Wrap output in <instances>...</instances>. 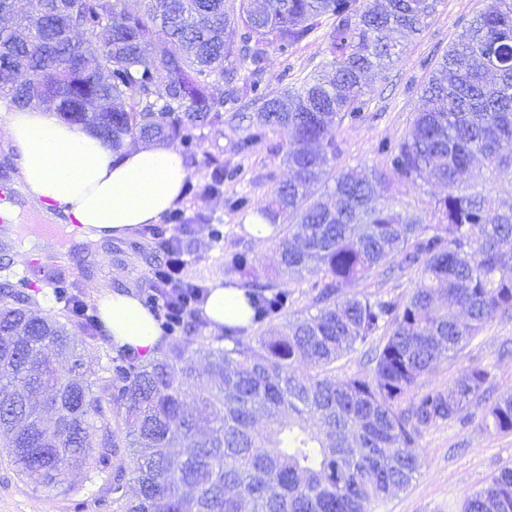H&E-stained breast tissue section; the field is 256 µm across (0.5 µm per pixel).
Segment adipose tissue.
<instances>
[{"mask_svg": "<svg viewBox=\"0 0 512 512\" xmlns=\"http://www.w3.org/2000/svg\"><path fill=\"white\" fill-rule=\"evenodd\" d=\"M0 129L18 153L29 194L44 209H59L89 239L124 237L159 223L182 198L190 176L179 148L146 144L114 154L89 127L31 105L9 112ZM101 320L115 348L143 359L165 340L152 313L131 290L106 294ZM208 329L247 326L252 314L242 289L215 282L202 306Z\"/></svg>", "mask_w": 512, "mask_h": 512, "instance_id": "adipose-tissue-1", "label": "adipose tissue"}]
</instances>
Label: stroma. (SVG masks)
<instances>
[{
	"label": "stroma",
	"instance_id": "obj_1",
	"mask_svg": "<svg viewBox=\"0 0 512 512\" xmlns=\"http://www.w3.org/2000/svg\"><path fill=\"white\" fill-rule=\"evenodd\" d=\"M488 0H438L428 27L416 37L404 40L399 61L380 76L366 79V108L361 119L344 120L338 128L342 153L338 165L363 174L386 170L389 162L378 147L404 137L418 110L420 88L440 56L486 7ZM330 19H323L309 38L293 45L288 53L270 50L264 77L268 92L277 94L300 85L324 68L330 55L324 51ZM283 138L268 135L266 143L242 155L233 149L231 135L206 132L202 151L220 156L225 165L238 169L235 181L225 182V197L249 196L254 203L268 200L277 184L290 173L276 151ZM184 197L177 205L186 216L204 215L224 232L221 241L206 234L187 241L189 255L184 276L203 286L215 281L233 283L225 266L230 251L245 246L259 271L273 272L278 253L271 240L258 238L246 228V219L225 206L223 199L201 194L211 177L203 160L190 164ZM11 189L7 204L10 219L0 221V279L27 281L39 312L61 318L63 305L55 297L58 281H65L89 307L112 291L134 289L139 296L149 291L151 268L158 257L149 228L135 230L127 237L98 241L79 240L77 231L67 228L63 214H44L30 198L17 168L0 178V188ZM77 350L85 367L93 373L96 387H103L112 365V343L108 336L90 339L80 336ZM490 372L489 392H512V318L491 321L467 345L451 353L417 384L447 388L473 365ZM483 404L473 405L467 424L439 423L426 429L418 444L422 466L412 483L380 503L375 512H460L463 501L484 488L502 468L512 465V433L495 434L483 424ZM109 474L88 466L69 471L65 485L46 488L26 479L0 454V512H108L101 499L109 495Z\"/></svg>",
	"mask_w": 512,
	"mask_h": 512
}]
</instances>
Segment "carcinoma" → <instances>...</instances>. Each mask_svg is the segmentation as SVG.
Listing matches in <instances>:
<instances>
[{
  "mask_svg": "<svg viewBox=\"0 0 512 512\" xmlns=\"http://www.w3.org/2000/svg\"><path fill=\"white\" fill-rule=\"evenodd\" d=\"M436 2L143 0L131 13L124 0H29L15 27L0 28V102L9 108L29 105L33 91L114 151L178 143L193 161L196 130L221 132L224 113L255 105L236 150L279 130L291 171L263 206L226 200L271 227L279 255L271 276L246 247L228 255L250 324L213 338L198 335L202 319L168 326L179 342L150 363L118 354L102 391L78 359L74 374H59L55 359L77 350L67 324L38 315L17 284L0 283V447L22 475L59 485L96 446L116 512H373L415 478L425 429L468 421L485 399L484 367L448 389L406 395L492 319L512 316V207L464 180L478 155L491 173L512 168V0H489L441 56L409 133L380 147L388 170L368 178L336 168L339 124L366 105L363 77L399 57L392 34L421 33ZM323 17L333 19L330 69L266 92L270 49L288 51ZM209 163L202 193L220 197L236 171ZM395 181L448 193L423 215L403 214L390 202ZM387 269L416 275L407 298L348 292ZM308 275L315 313L290 318L288 283ZM450 305L464 319L448 317ZM358 345L368 373L327 374ZM114 404L122 414L113 423ZM484 423L512 432V393L485 404ZM462 512H512V467Z\"/></svg>",
  "mask_w": 512,
  "mask_h": 512,
  "instance_id": "carcinoma-1",
  "label": "carcinoma"
}]
</instances>
